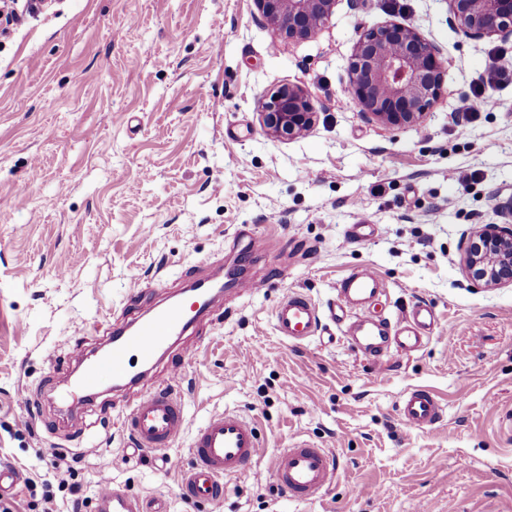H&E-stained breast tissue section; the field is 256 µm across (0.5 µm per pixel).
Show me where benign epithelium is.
<instances>
[{
  "mask_svg": "<svg viewBox=\"0 0 512 512\" xmlns=\"http://www.w3.org/2000/svg\"><path fill=\"white\" fill-rule=\"evenodd\" d=\"M273 31L307 39L331 19L337 0H253ZM451 19L473 39L512 36V0H448ZM349 97L369 121L416 126L441 95L445 67L439 48L413 26L390 21L362 31L348 61ZM264 130L294 139L315 123L316 107L299 85L284 83L264 100ZM463 262L482 288L512 285V226L482 224L469 238Z\"/></svg>",
  "mask_w": 512,
  "mask_h": 512,
  "instance_id": "7a95c632",
  "label": "benign epithelium"
}]
</instances>
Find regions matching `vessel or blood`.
<instances>
[{
	"mask_svg": "<svg viewBox=\"0 0 512 512\" xmlns=\"http://www.w3.org/2000/svg\"><path fill=\"white\" fill-rule=\"evenodd\" d=\"M387 286L366 265L351 269L336 285V298L320 308L306 295L294 292L281 297L274 308L275 328L289 342L300 344L339 326L373 367L419 352L435 326L433 309L426 304L393 316H373L369 305ZM215 299L210 294H178L148 305L126 326L114 329L106 350L76 378L71 396L94 398L98 382L109 376L118 389L136 387L148 369L167 362V378L132 408L126 428L138 450L168 448L185 426L184 405L174 385L182 365L167 360L175 337L202 327ZM444 408L433 391L414 388L399 404L403 423L428 428L438 423ZM265 451L257 424L239 413L211 416L195 432L189 450L192 464L184 472L182 487L194 502H213L219 497L224 477L243 472ZM338 464L326 449L306 441L281 450L273 461V476L289 499L308 502L319 497L335 480ZM96 512H168L160 498H144L124 489L105 486L96 498Z\"/></svg>",
	"mask_w": 512,
	"mask_h": 512,
	"instance_id": "obj_1",
	"label": "vessel or blood"
}]
</instances>
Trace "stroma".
Segmentation results:
<instances>
[{
  "label": "stroma",
  "instance_id": "1",
  "mask_svg": "<svg viewBox=\"0 0 512 512\" xmlns=\"http://www.w3.org/2000/svg\"><path fill=\"white\" fill-rule=\"evenodd\" d=\"M0 33V469L17 484L0 512H95L101 475L169 512H506L512 504V285H474L462 265L476 225L506 224L512 201V83L465 116L492 51L448 0H338L304 40L277 38L253 0H49ZM411 24L440 50L443 93L417 126L368 121L347 92L361 31ZM318 108L314 127L280 140L259 106L284 83ZM376 225L350 241L349 225ZM275 231L279 259L256 257L259 290L224 292L183 356L187 425L159 452L130 447L124 424L163 377L116 390L91 411L52 397L114 326L238 253L236 228ZM367 265L388 283L377 314L431 305L423 350L373 368L345 336L294 344L273 320L279 298L319 306ZM432 389V427L399 416L403 393ZM29 400H22V393ZM258 424L264 455L225 479L223 498H184L196 430L213 414ZM330 450L335 483L288 499L272 459L296 440ZM109 458L101 472V458Z\"/></svg>",
  "mask_w": 512,
  "mask_h": 512
}]
</instances>
